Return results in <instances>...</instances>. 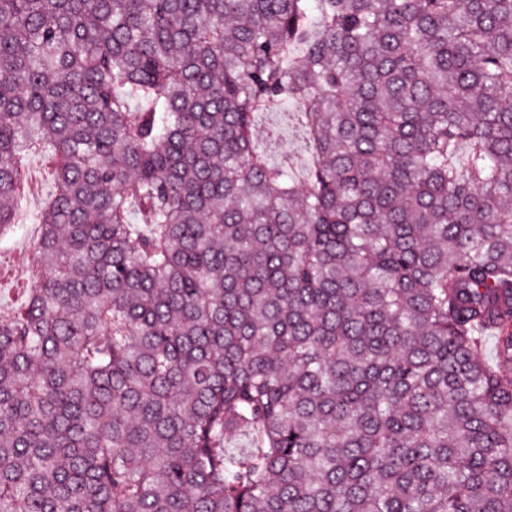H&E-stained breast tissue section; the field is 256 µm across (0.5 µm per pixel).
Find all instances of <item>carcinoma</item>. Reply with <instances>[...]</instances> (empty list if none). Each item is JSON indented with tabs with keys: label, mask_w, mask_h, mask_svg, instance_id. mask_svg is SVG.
<instances>
[{
	"label": "carcinoma",
	"mask_w": 512,
	"mask_h": 512,
	"mask_svg": "<svg viewBox=\"0 0 512 512\" xmlns=\"http://www.w3.org/2000/svg\"><path fill=\"white\" fill-rule=\"evenodd\" d=\"M18 232L0 512H512V0H0ZM282 147L288 150L296 158L294 171L299 179H302L306 167L307 143L302 132L293 124L282 125ZM26 170L34 177L35 189L34 193L23 202V208L30 217H34L52 193L53 184L42 175V166L37 157H29L27 159ZM9 258L18 262L19 267H26L32 272V258L27 241L21 237L5 240L0 245V260Z\"/></svg>",
	"instance_id": "cac0c4a2"
}]
</instances>
